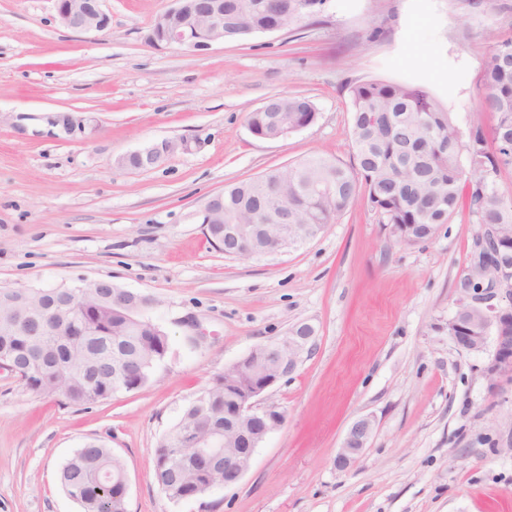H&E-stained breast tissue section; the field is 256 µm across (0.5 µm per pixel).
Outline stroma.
I'll list each match as a JSON object with an SVG mask.
<instances>
[{"instance_id":"stroma-1","label":"stroma","mask_w":512,"mask_h":512,"mask_svg":"<svg viewBox=\"0 0 512 512\" xmlns=\"http://www.w3.org/2000/svg\"><path fill=\"white\" fill-rule=\"evenodd\" d=\"M170 0H104L109 28L61 25L54 0H0V288L108 280L151 295L170 353L144 389L96 405L26 391L0 371V512H80L62 465L97 440L126 465L128 512H512V387L492 389L489 352L448 337L463 304L504 307L464 280L481 231L455 214L426 242H399L366 197L297 249L224 256L197 212L226 184L320 153L352 165L348 84L404 81L462 131L483 110L489 46L512 36V0H327L294 29L196 55L149 46ZM299 94L311 126L267 140L248 125L270 97ZM70 112L85 133L58 137ZM184 139L157 168L116 159ZM300 321L312 353L264 397L284 422L241 481L172 503L153 452L185 407L257 344ZM374 422L339 470L350 425ZM374 424L368 417L357 419L348 429L336 458L338 469L345 470L355 464L368 444Z\"/></svg>"}]
</instances>
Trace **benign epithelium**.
I'll use <instances>...</instances> for the list:
<instances>
[{"label":"benign epithelium","mask_w":512,"mask_h":512,"mask_svg":"<svg viewBox=\"0 0 512 512\" xmlns=\"http://www.w3.org/2000/svg\"><path fill=\"white\" fill-rule=\"evenodd\" d=\"M57 16L67 27L84 33L102 32L109 27L110 17L102 0H54ZM146 41L154 47H174L201 53L224 39V0H171V6L154 19ZM188 147L182 140L163 139L159 146L137 149L124 155L120 168L131 161L142 167L150 165L156 154L173 155ZM288 211L264 213L263 223L243 224L230 221L224 234L217 237L215 247L234 258L264 257L285 253L298 240L317 238L325 227L309 225L298 239L288 235ZM503 272L505 266L493 262L491 256H479L471 263L466 282L483 279L492 267ZM154 305V299L141 293L115 288L109 281L97 280L67 289L0 291V328L10 335L69 336L74 322L83 321L87 335L101 336L95 323L97 313L121 307L126 314L128 333L136 337L134 346L143 342L142 321L138 314ZM474 306L460 310V316L449 322L450 340L460 350L479 353L493 338L494 350L485 367L490 385L512 386V308L492 307L485 310L486 323L477 326L469 318ZM316 328L307 321L292 325L272 341L257 345L237 362L224 369L213 385L224 387V429L207 417L211 399L201 397L197 421L184 423L176 436L183 448H194L198 455L224 458V480L210 479L209 487H231L247 472L256 448L284 420L282 412L263 406L260 396L281 380L292 375L304 357L313 349ZM249 377L250 386L242 388L239 377ZM374 424L368 417L357 419L348 429L336 458V468L345 470L355 464L368 444Z\"/></svg>","instance_id":"obj_1"}]
</instances>
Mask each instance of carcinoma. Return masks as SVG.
Instances as JSON below:
<instances>
[{"instance_id": "cac0c4a2", "label": "carcinoma", "mask_w": 512, "mask_h": 512, "mask_svg": "<svg viewBox=\"0 0 512 512\" xmlns=\"http://www.w3.org/2000/svg\"><path fill=\"white\" fill-rule=\"evenodd\" d=\"M324 0H224V15L246 29L260 30L277 21L288 30L299 16L317 14ZM495 64L488 67L483 103L494 116L492 138L473 127L463 134L452 113L424 89L405 82L369 80L348 86L352 112L354 166L325 155H313L289 166L271 169L249 180L224 186V212L242 222L257 221L260 212L288 206L290 224H333L367 194L383 224H418L420 241L462 206L477 224H497L499 234L512 235V204L499 189L502 172L512 170V38L490 47ZM267 111L290 127L315 122L317 110L306 97L274 96ZM110 336H87L78 323L72 333L89 343V351L68 359L65 336H3L0 355L23 360L39 358L44 367L25 374L26 390L46 397L64 396L69 403L93 405L116 394L128 375L139 388L152 381L156 366L169 354L168 338L149 324L152 341L133 353L127 365L112 360V342L125 335L120 312L103 314ZM179 444L154 450L153 476L172 502L209 491L197 471L208 461L181 460ZM126 467L99 441L77 449L59 472V482L81 512H128Z\"/></svg>"}]
</instances>
